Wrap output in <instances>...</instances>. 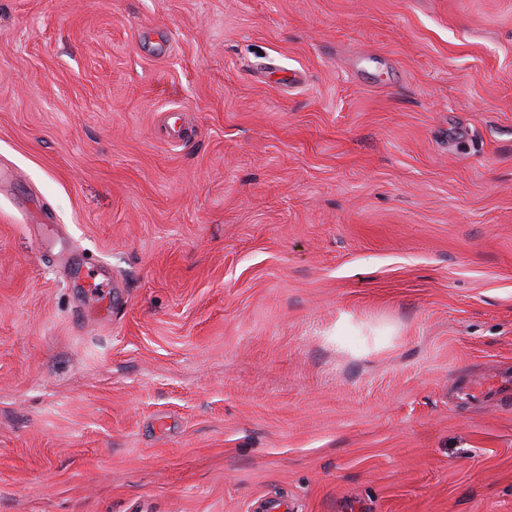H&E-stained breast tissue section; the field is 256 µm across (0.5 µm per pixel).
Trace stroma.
<instances>
[{
    "label": "stroma",
    "mask_w": 512,
    "mask_h": 512,
    "mask_svg": "<svg viewBox=\"0 0 512 512\" xmlns=\"http://www.w3.org/2000/svg\"><path fill=\"white\" fill-rule=\"evenodd\" d=\"M508 376L512 0H0V512H512Z\"/></svg>",
    "instance_id": "obj_1"
}]
</instances>
